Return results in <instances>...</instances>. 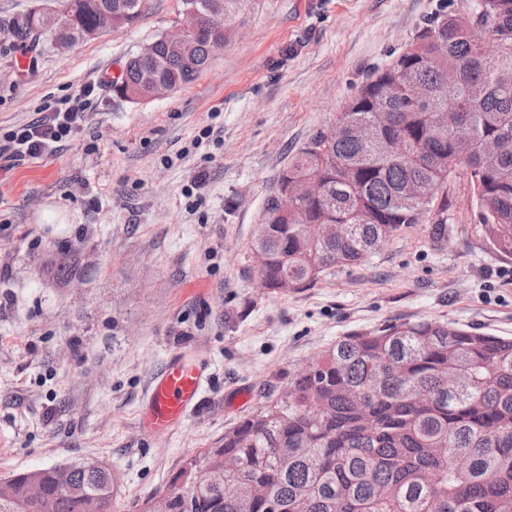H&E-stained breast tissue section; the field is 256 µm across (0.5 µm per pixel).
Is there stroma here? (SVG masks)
I'll return each instance as SVG.
<instances>
[{
    "label": "stroma",
    "instance_id": "obj_1",
    "mask_svg": "<svg viewBox=\"0 0 512 512\" xmlns=\"http://www.w3.org/2000/svg\"><path fill=\"white\" fill-rule=\"evenodd\" d=\"M450 1L475 2L248 0L206 71L143 103L107 75L178 28L180 0H148L133 26L69 48L0 31V136L95 88L54 154L0 159V479L99 460L116 512H139L341 336L436 320L512 337V255L461 176L445 242L428 218L310 287L255 285L251 244L280 171ZM181 351L210 384L178 428L147 436L138 408Z\"/></svg>",
    "mask_w": 512,
    "mask_h": 512
}]
</instances>
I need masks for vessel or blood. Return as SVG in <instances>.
Returning <instances> with one entry per match:
<instances>
[{"label":"vessel or blood","mask_w":512,"mask_h":512,"mask_svg":"<svg viewBox=\"0 0 512 512\" xmlns=\"http://www.w3.org/2000/svg\"><path fill=\"white\" fill-rule=\"evenodd\" d=\"M204 363L178 353L153 378L139 412L146 431L163 435L179 427L198 404L207 378Z\"/></svg>","instance_id":"obj_1"}]
</instances>
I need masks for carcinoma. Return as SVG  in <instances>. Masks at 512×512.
<instances>
[{
    "instance_id": "cac0c4a2",
    "label": "carcinoma",
    "mask_w": 512,
    "mask_h": 512,
    "mask_svg": "<svg viewBox=\"0 0 512 512\" xmlns=\"http://www.w3.org/2000/svg\"><path fill=\"white\" fill-rule=\"evenodd\" d=\"M89 28L103 8L115 26L134 23L146 0H57ZM247 0H181L198 12L200 34L152 53L132 54L113 92L144 101L160 83L174 91L211 63L216 20ZM479 23L493 37L512 32V0H477L425 24L409 46L374 70L336 115L333 135L311 136L266 200L251 251L264 255L268 288H305L336 268L361 262L405 224L437 211L441 239L448 183L464 173L477 222L490 243L512 255V152L483 155L481 144L512 137V38L496 54L481 53L467 31ZM6 30L35 31L30 14ZM459 74L449 88L444 77ZM454 106L462 128L442 126ZM376 126L359 140L358 124ZM386 140L404 145L389 160ZM325 187L298 213L281 214L275 197L289 178ZM435 183L441 197L425 196ZM321 367L293 375L281 399L247 416L205 449L208 470L181 469L163 501L141 512H512V337L472 332L439 321L400 323L344 336L319 355ZM240 464L224 469L226 459ZM42 500L0 498V512H114L109 470L79 469L62 478L39 469Z\"/></svg>"
}]
</instances>
